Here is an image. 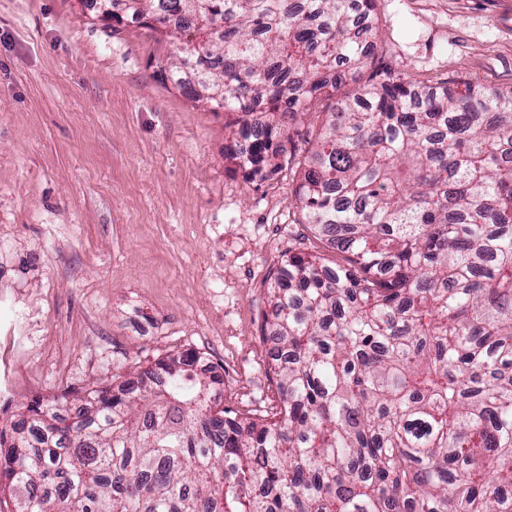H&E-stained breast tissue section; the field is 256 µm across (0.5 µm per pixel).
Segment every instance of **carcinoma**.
Returning <instances> with one entry per match:
<instances>
[{
	"mask_svg": "<svg viewBox=\"0 0 512 512\" xmlns=\"http://www.w3.org/2000/svg\"><path fill=\"white\" fill-rule=\"evenodd\" d=\"M177 51L170 80L239 116L251 181L347 82L294 199L336 251L282 256L261 336L277 400L242 418L181 351L135 395L0 422V512H512V90L380 74L375 0H112Z\"/></svg>",
	"mask_w": 512,
	"mask_h": 512,
	"instance_id": "obj_1",
	"label": "carcinoma"
}]
</instances>
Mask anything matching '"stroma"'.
I'll use <instances>...</instances> for the list:
<instances>
[{
    "instance_id": "stroma-1",
    "label": "stroma",
    "mask_w": 512,
    "mask_h": 512,
    "mask_svg": "<svg viewBox=\"0 0 512 512\" xmlns=\"http://www.w3.org/2000/svg\"><path fill=\"white\" fill-rule=\"evenodd\" d=\"M376 69L512 88V0H376ZM172 39L84 0H0V421L193 349L224 405L276 400L258 354L282 254L322 253L293 171L249 181L229 117L159 76Z\"/></svg>"
}]
</instances>
